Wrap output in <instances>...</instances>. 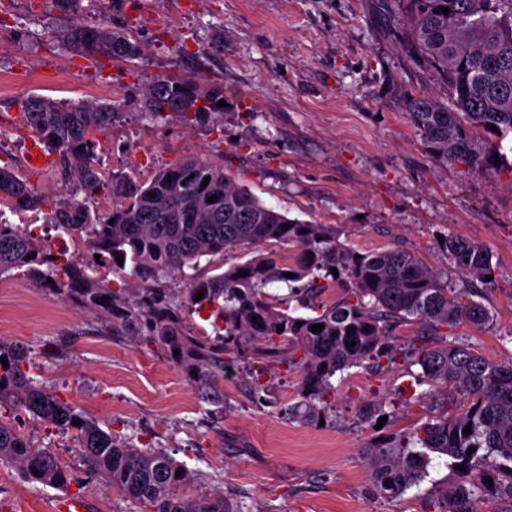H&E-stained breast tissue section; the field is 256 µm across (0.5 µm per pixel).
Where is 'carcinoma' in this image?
<instances>
[{
    "label": "carcinoma",
    "mask_w": 512,
    "mask_h": 512,
    "mask_svg": "<svg viewBox=\"0 0 512 512\" xmlns=\"http://www.w3.org/2000/svg\"><path fill=\"white\" fill-rule=\"evenodd\" d=\"M386 2L393 21L409 27L414 51L439 69L448 84L447 104L429 96L407 102L408 118L426 153L444 166L497 170L493 155L512 134V0ZM65 42L92 62L141 53L130 35L104 24L75 23ZM222 99L221 85L157 77L150 81L141 108L148 116L174 115L186 124L205 126L224 114L218 106ZM20 109L24 125L48 154L58 155L59 163L73 171L79 189L50 202L13 169L0 166V206L7 204L13 212L48 206L47 221L85 235L100 260L115 264L120 255L131 261L141 287L114 290L85 265L57 262L50 246L10 223L1 209L0 276L27 268L43 286L102 314L112 334L137 336L160 347L208 399L212 383L224 372L226 353L251 351L256 359L294 367L299 401L284 412L306 422L320 419L332 405L336 374L360 366L383 368L395 352V329L420 324L425 333L410 354L411 365L418 368L417 385L450 387L464 396L466 405L455 415L439 414L426 403L429 393H419L415 402L425 410L424 417L406 432L370 445L373 494L400 497L429 476L433 462L448 458L450 465L466 470L456 471L457 480L436 493L432 512H480V503L491 498L512 501V357L493 360L454 334L460 325L491 322L483 291L451 287L448 273L403 246L361 252L340 241L334 224L290 218L211 160L177 162L143 183L123 175L102 177L92 135L112 128L121 115L116 102L61 104L31 96ZM102 190L112 197V209L105 212L94 207ZM211 196L217 200L208 202ZM258 244L289 246L296 259L289 265L271 251L224 266V254ZM439 248L461 276L486 287L492 284L488 277L496 264L481 244L451 235L443 237ZM204 258L215 274L195 273ZM174 275L186 279L177 298L162 286ZM273 283L284 285L287 293L266 292ZM330 284L343 287L345 296L330 304L300 302L303 293H317ZM293 301L305 312L289 313ZM190 314L211 321L214 335L188 331ZM314 324L323 329L312 332ZM445 329L451 335L443 334ZM299 351L302 356L294 358ZM2 357L7 364L0 363V411L27 412L70 435L88 473L124 497L130 512H243L242 502L231 495L177 494L191 477L169 453L132 445L43 387L29 376L30 351L24 347L0 340ZM468 425L470 434L465 433ZM0 462L30 483L61 489L76 481L53 451L1 418ZM388 480L392 485H385Z\"/></svg>",
    "instance_id": "1"
}]
</instances>
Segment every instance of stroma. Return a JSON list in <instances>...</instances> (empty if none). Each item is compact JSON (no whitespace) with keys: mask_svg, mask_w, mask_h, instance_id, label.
I'll list each match as a JSON object with an SVG mask.
<instances>
[{"mask_svg":"<svg viewBox=\"0 0 512 512\" xmlns=\"http://www.w3.org/2000/svg\"><path fill=\"white\" fill-rule=\"evenodd\" d=\"M76 20L126 29L141 55L90 64L63 41ZM167 75L223 85L227 113L205 127L145 118L144 85ZM419 94L449 100L441 75L413 52L382 0H79L68 15L49 0H0V166L49 197L67 195L76 181L61 165L34 170L24 162L33 135L21 102L37 95L126 103L108 133L113 173L145 181L183 159H210L288 217L338 225L363 251L404 246L441 270L448 258L440 236L482 244L496 263L485 299L492 322L456 332L500 360L512 354V141L503 140L496 171L436 164L407 116V99ZM9 220L62 261L94 263L86 243L45 223L43 211ZM103 324L101 314L64 302L23 270L0 278V339L30 350L32 376L104 430L167 450L195 476L192 495L233 494L249 512H428L432 494L456 479L439 463L399 498L371 493L364 446L406 432L423 415L413 401L421 388L403 362L345 371L322 422L303 424L282 411L297 393L285 365L265 364L270 402L258 406L247 396V364L227 357L215 383L219 409L156 345L104 335ZM371 399L389 406L379 429L359 419ZM10 419L86 478V512H129L123 497L86 477L68 437L27 413ZM57 495L0 463V503L10 512H52Z\"/></svg>","mask_w":512,"mask_h":512,"instance_id":"1","label":"stroma"}]
</instances>
